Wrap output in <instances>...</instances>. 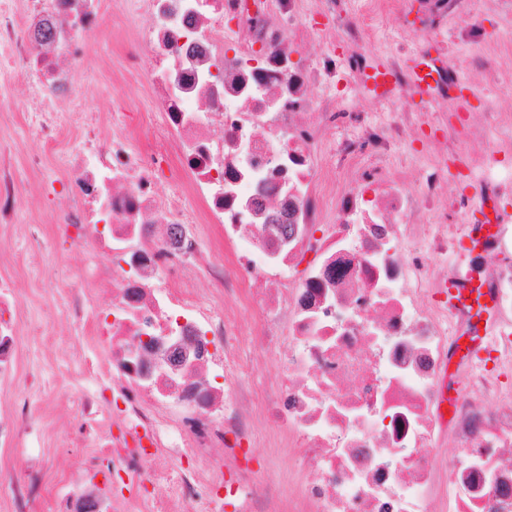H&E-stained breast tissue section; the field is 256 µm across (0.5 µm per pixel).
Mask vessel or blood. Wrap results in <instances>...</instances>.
I'll list each match as a JSON object with an SVG mask.
<instances>
[{"mask_svg":"<svg viewBox=\"0 0 512 512\" xmlns=\"http://www.w3.org/2000/svg\"><path fill=\"white\" fill-rule=\"evenodd\" d=\"M407 62L416 97H427L433 89L434 60L418 50L408 56ZM393 86L394 76L388 66L382 62L375 64L368 82L369 90L375 97L382 98L392 92ZM496 231L497 226L490 219L473 217L471 233L460 242L461 252L474 253L484 249L494 239ZM444 299L449 311L463 313L466 318L464 329L457 332L459 342L455 346V356L459 363L485 361L491 353L490 331L499 322L494 296L480 283L452 274L448 277Z\"/></svg>","mask_w":512,"mask_h":512,"instance_id":"obj_1","label":"vessel or blood"}]
</instances>
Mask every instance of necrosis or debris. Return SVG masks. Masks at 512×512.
Returning a JSON list of instances; mask_svg holds the SVG:
<instances>
[{
	"label": "necrosis or debris",
	"instance_id": "obj_1",
	"mask_svg": "<svg viewBox=\"0 0 512 512\" xmlns=\"http://www.w3.org/2000/svg\"><path fill=\"white\" fill-rule=\"evenodd\" d=\"M0 0V70L28 85L23 105L0 91V112L22 107L45 152L66 146L72 208L51 223L65 244L100 256L59 287L83 325L94 290L112 295L89 334L104 358L81 415L107 414L102 389L124 404L120 443H103L113 484L168 481L175 512H281L276 485L210 465L225 440L257 423L288 438L303 479L296 512H512V217L499 215L487 256L464 260L499 304L493 359L466 367L454 401L444 386L462 314L439 295L461 227L443 201L460 146L511 115L480 123L409 106L403 54L388 60L387 118L346 111L337 86L365 89L375 20L401 0ZM145 15L122 68L146 79L152 120L101 134L87 112L81 63L109 5ZM321 46L302 62L312 35ZM186 194L159 196L165 168ZM185 194V195H186ZM222 253L202 259L201 236ZM0 274V380L23 387L20 300ZM239 301L249 331L217 306ZM251 344L280 348L264 368ZM189 456L166 471L157 449ZM14 512L47 496L44 472L8 457Z\"/></svg>",
	"mask_w": 512,
	"mask_h": 512
}]
</instances>
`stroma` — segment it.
Wrapping results in <instances>:
<instances>
[{
  "label": "stroma",
  "mask_w": 512,
  "mask_h": 512,
  "mask_svg": "<svg viewBox=\"0 0 512 512\" xmlns=\"http://www.w3.org/2000/svg\"><path fill=\"white\" fill-rule=\"evenodd\" d=\"M498 20V12L493 9L482 17L453 20L448 27L431 30L423 23L418 0H406L405 10L395 23L375 29V54L383 58L392 52L408 54L425 49L433 58L447 63L449 83L467 85L471 111H483L490 99L500 111L512 112V82L504 79L485 84L475 70L484 32ZM145 23V17L113 12L108 16L106 33L91 41L82 73L89 90L87 109L104 117L108 124L132 121L136 113L148 108L146 99L136 96L133 90L136 77L111 79L106 74L108 66L119 65L121 61L127 46L125 29ZM0 143L10 146L8 161L24 184L11 223L0 227V261L21 264L20 357L33 377L27 396L40 409L39 419L21 434L19 446L45 464L48 489H57L59 479L65 476L84 484L98 457V436L104 434L116 440L121 438L123 428L105 418L83 424L78 416V401L54 394L60 372L83 371L96 351L89 334L77 330L60 314L50 287L65 282L74 269L92 268L97 259L95 255L75 251L68 260H61L54 245L61 233L56 225L45 221L49 211L61 212L69 206L65 197L52 200L44 195L48 184L63 178L61 156H47L39 168H31L29 157L39 153L40 143L20 112H0ZM511 172L512 153L498 154L490 167L473 164L455 169L448 188V197L453 202L448 209L449 223H466V214L455 203L463 196L473 195L474 184L493 173L504 176ZM279 441L280 435L273 427L259 426L254 434L255 451L240 459L239 464L250 472L252 479L283 481L282 499L287 502L292 498V488L286 483L290 462L283 457L274 467L268 461L276 453Z\"/></svg>",
  "instance_id": "35a3bbf8"
}]
</instances>
